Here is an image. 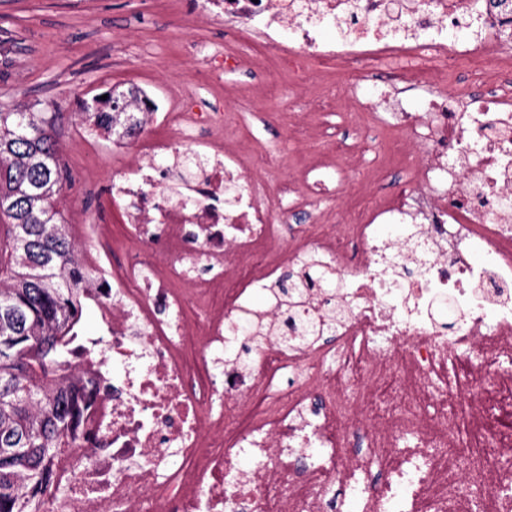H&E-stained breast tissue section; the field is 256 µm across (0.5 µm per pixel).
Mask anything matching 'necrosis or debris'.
<instances>
[{
	"label": "necrosis or debris",
	"mask_w": 512,
	"mask_h": 512,
	"mask_svg": "<svg viewBox=\"0 0 512 512\" xmlns=\"http://www.w3.org/2000/svg\"><path fill=\"white\" fill-rule=\"evenodd\" d=\"M191 22L225 25L230 44L196 43L194 88L141 93L159 131L106 200L156 259L91 257L109 340L86 338L75 361L98 381L92 440L59 461L49 512H512V14L492 0H195ZM243 39L255 53L234 49ZM275 62L295 97L360 126L274 199L275 156L226 141L223 98L195 87L260 74L246 94L270 121ZM357 67L369 93L339 80ZM382 111L394 131L360 168ZM301 204L316 220L282 246ZM311 252L349 306L336 346L271 339L250 369L225 367L251 294Z\"/></svg>",
	"instance_id": "necrosis-or-debris-1"
}]
</instances>
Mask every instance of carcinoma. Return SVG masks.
Segmentation results:
<instances>
[{
  "label": "carcinoma",
  "instance_id": "1",
  "mask_svg": "<svg viewBox=\"0 0 512 512\" xmlns=\"http://www.w3.org/2000/svg\"><path fill=\"white\" fill-rule=\"evenodd\" d=\"M112 94L95 107L80 98L82 124L108 135L135 137L139 112H114ZM54 112L0 108V512H46L56 490L54 462L79 447L98 384L79 388L72 355L79 344L83 302L92 270L62 223L58 199L69 174L53 134ZM332 269L310 255L298 270L283 272L269 298L283 319L253 314L249 343L227 361L250 367L253 346L276 338L293 348L317 343L335 331L336 315L302 314L318 297L336 300Z\"/></svg>",
  "mask_w": 512,
  "mask_h": 512
}]
</instances>
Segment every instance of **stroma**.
<instances>
[{
    "label": "stroma",
    "mask_w": 512,
    "mask_h": 512,
    "mask_svg": "<svg viewBox=\"0 0 512 512\" xmlns=\"http://www.w3.org/2000/svg\"><path fill=\"white\" fill-rule=\"evenodd\" d=\"M190 2L0 0V103L57 113L55 137L71 178L60 194L65 223L80 224L98 216L111 225L113 238L121 237L119 214L101 210L94 196L80 192L79 184L90 176L106 182L113 173L126 170L135 143L129 140L121 146L101 133L94 144H86L75 115L76 100L113 85L149 86L162 97L173 91L193 69L189 43L216 38L212 30L181 24ZM272 108L277 120L265 126L250 102L229 104L224 134L279 150V166L268 177L274 193L292 174L303 151H320L323 137L345 138L353 128L329 107L298 116L285 95ZM299 117L320 134L301 148L288 142V126Z\"/></svg>",
    "instance_id": "stroma-1"
}]
</instances>
